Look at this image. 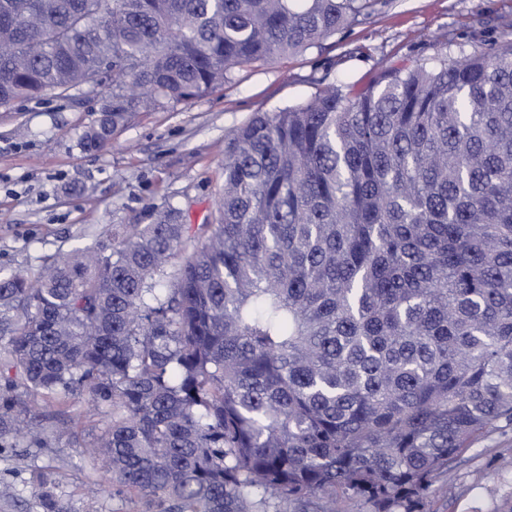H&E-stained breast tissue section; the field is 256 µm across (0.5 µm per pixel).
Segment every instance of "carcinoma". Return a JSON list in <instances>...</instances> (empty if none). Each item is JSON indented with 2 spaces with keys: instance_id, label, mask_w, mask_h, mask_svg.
<instances>
[{
  "instance_id": "cac0c4a2",
  "label": "carcinoma",
  "mask_w": 512,
  "mask_h": 512,
  "mask_svg": "<svg viewBox=\"0 0 512 512\" xmlns=\"http://www.w3.org/2000/svg\"><path fill=\"white\" fill-rule=\"evenodd\" d=\"M380 0H0V104L104 99L80 146ZM0 447L87 395V450L160 512H415L512 426V42L387 67L224 136L213 224L171 208L0 274Z\"/></svg>"
}]
</instances>
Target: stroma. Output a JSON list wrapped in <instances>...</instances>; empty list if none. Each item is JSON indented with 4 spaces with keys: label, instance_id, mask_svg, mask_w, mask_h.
I'll list each match as a JSON object with an SVG mask.
<instances>
[{
    "label": "stroma",
    "instance_id": "1",
    "mask_svg": "<svg viewBox=\"0 0 512 512\" xmlns=\"http://www.w3.org/2000/svg\"><path fill=\"white\" fill-rule=\"evenodd\" d=\"M512 0H382L375 13L320 47L265 66L189 104L140 113L105 148L83 151L100 100L77 93L0 105V271H38L58 251L112 237L117 224H150L175 207L183 223L214 221L224 182V134L254 113L309 100L333 83L369 84L385 67L434 62L442 52L492 51L512 31ZM43 448L0 450V512H148L118 497L83 455L106 426L84 396L29 418ZM512 429L478 438L443 479L454 496L422 512H512Z\"/></svg>",
    "mask_w": 512,
    "mask_h": 512
}]
</instances>
